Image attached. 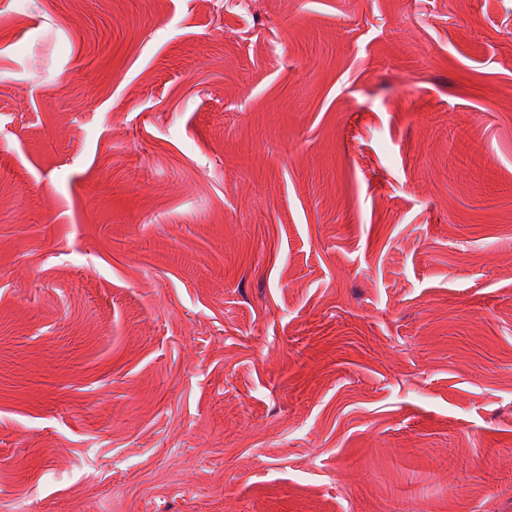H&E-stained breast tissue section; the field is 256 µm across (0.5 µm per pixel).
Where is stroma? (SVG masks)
<instances>
[{
	"label": "stroma",
	"mask_w": 512,
	"mask_h": 512,
	"mask_svg": "<svg viewBox=\"0 0 512 512\" xmlns=\"http://www.w3.org/2000/svg\"><path fill=\"white\" fill-rule=\"evenodd\" d=\"M0 0V512H512V0Z\"/></svg>",
	"instance_id": "stroma-1"
}]
</instances>
